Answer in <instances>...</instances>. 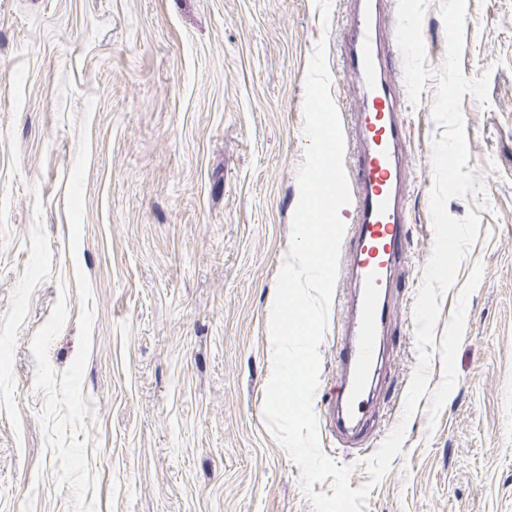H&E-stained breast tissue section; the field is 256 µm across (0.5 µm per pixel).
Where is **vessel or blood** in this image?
<instances>
[{
	"label": "vessel or blood",
	"instance_id": "b4317fda",
	"mask_svg": "<svg viewBox=\"0 0 512 512\" xmlns=\"http://www.w3.org/2000/svg\"><path fill=\"white\" fill-rule=\"evenodd\" d=\"M353 9L343 50V67L358 81V96L344 116L351 160L348 242L355 256V313L337 347L344 374L336 387L330 429L344 441H358L367 424L372 383L381 351L377 336L388 328L395 274L409 249L406 207L407 128L395 94L396 40L392 0H351Z\"/></svg>",
	"mask_w": 512,
	"mask_h": 512
}]
</instances>
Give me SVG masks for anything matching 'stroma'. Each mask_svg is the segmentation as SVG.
<instances>
[{
    "label": "stroma",
    "mask_w": 512,
    "mask_h": 512,
    "mask_svg": "<svg viewBox=\"0 0 512 512\" xmlns=\"http://www.w3.org/2000/svg\"><path fill=\"white\" fill-rule=\"evenodd\" d=\"M441 0L422 22L446 57ZM346 0H0V512H314L269 434L266 308L288 257L305 78L326 45L350 108ZM468 165L479 236L442 298L428 393L413 308L433 248L434 81L399 88L410 254L365 450L326 428L346 301L313 408L323 451L363 463L405 423L363 512H512V0H467Z\"/></svg>",
    "instance_id": "1"
}]
</instances>
